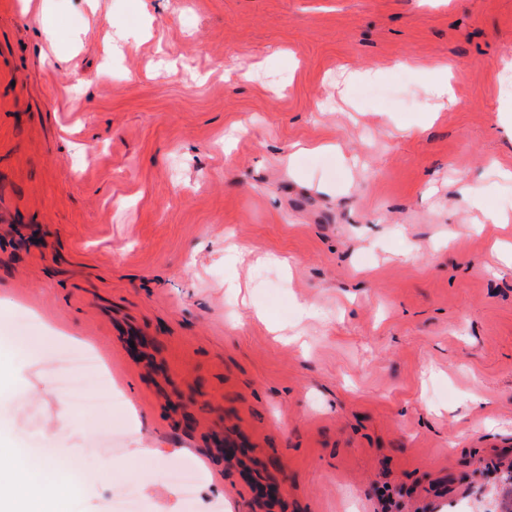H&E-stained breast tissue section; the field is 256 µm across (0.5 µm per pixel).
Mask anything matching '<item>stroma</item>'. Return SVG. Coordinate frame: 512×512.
<instances>
[{
  "label": "stroma",
  "mask_w": 512,
  "mask_h": 512,
  "mask_svg": "<svg viewBox=\"0 0 512 512\" xmlns=\"http://www.w3.org/2000/svg\"><path fill=\"white\" fill-rule=\"evenodd\" d=\"M509 58L512 0H0V448L62 512H185L184 459L195 512H506L512 221L465 189L512 217ZM403 59L450 69L422 130ZM54 362V369L48 377L69 410L78 406L96 405L108 408L112 405V391L107 383H101L97 398L89 399L86 395V375L93 371L92 367L95 365L89 355L58 351ZM198 474V469L192 463L184 462L171 469L170 477L178 482V485L185 497L190 500L193 493L194 484Z\"/></svg>",
  "instance_id": "stroma-1"
}]
</instances>
